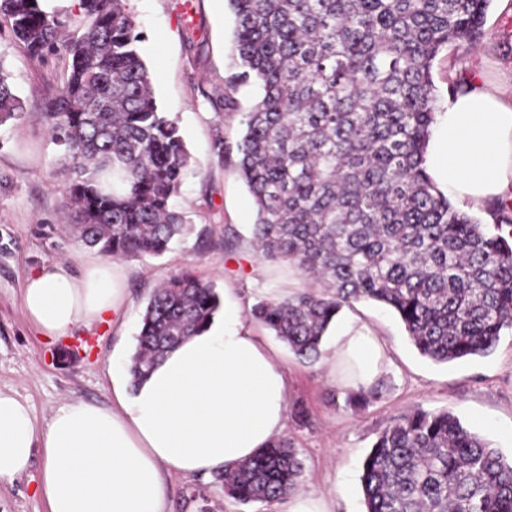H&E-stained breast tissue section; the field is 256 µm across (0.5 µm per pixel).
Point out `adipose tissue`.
Masks as SVG:
<instances>
[{
	"label": "adipose tissue",
	"instance_id": "ef3b65f1",
	"mask_svg": "<svg viewBox=\"0 0 512 512\" xmlns=\"http://www.w3.org/2000/svg\"><path fill=\"white\" fill-rule=\"evenodd\" d=\"M426 155L445 195L482 207L512 196V84L473 76L448 97ZM126 294L118 262L74 270L58 261L27 278L22 308L43 336L59 338L118 312ZM332 381L370 387L389 362L366 325H338L323 351ZM288 373L262 346L237 303L169 350L139 383L112 370V402L70 399L38 421L30 403L0 390V484L41 455L38 493L49 512H169L171 477L224 471L281 436Z\"/></svg>",
	"mask_w": 512,
	"mask_h": 512
}]
</instances>
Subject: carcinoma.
<instances>
[{
	"label": "carcinoma",
	"mask_w": 512,
	"mask_h": 512,
	"mask_svg": "<svg viewBox=\"0 0 512 512\" xmlns=\"http://www.w3.org/2000/svg\"><path fill=\"white\" fill-rule=\"evenodd\" d=\"M235 71L223 107L262 89L236 143L256 208L262 259L315 280L265 297L252 318L314 362L334 318L371 300L391 309L420 355L448 363L493 351L512 330V202L487 212L495 231L453 205L425 168L437 108L431 69L471 46L491 0H229ZM78 34L40 0H0V26L32 58L62 51L63 86L43 119L70 174L62 206L77 238L106 257L161 256L193 231L173 199L191 166L154 96L126 0H78ZM24 112L0 68V126ZM221 308L186 269L144 309L132 380ZM302 462L283 437L215 476L242 504L299 487ZM365 512H512V459L449 410L416 409L377 436L360 478Z\"/></svg>",
	"instance_id": "obj_1"
}]
</instances>
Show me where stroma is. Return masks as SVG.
<instances>
[{"label": "stroma", "instance_id": "obj_1", "mask_svg": "<svg viewBox=\"0 0 512 512\" xmlns=\"http://www.w3.org/2000/svg\"><path fill=\"white\" fill-rule=\"evenodd\" d=\"M129 9L142 32L143 56L154 76L161 112L174 120L194 168L173 201L193 225L192 232L159 257L124 260V305L109 322L76 329L53 341L26 320L21 293L27 277L42 266L99 259L62 231L61 190L67 174L58 162L42 112L59 88L64 55L30 58L9 31L0 32V67L24 102L21 120L0 126V390L26 398L38 418L58 403L80 398L112 401V355H133L141 316L151 291L182 269L233 296L242 311L259 299L284 295L303 281L288 265L259 258L251 245L256 220L252 198L233 160L219 159L217 139L236 144L245 114L259 95L255 86L238 89L235 110L220 98L232 62L234 15L228 0H131ZM479 74L495 82L512 75V2L493 0L474 50L448 48L436 58L432 76L438 101L448 97L449 80ZM236 247L224 249L225 237ZM350 316L368 325L385 344L391 362L379 378L381 389L363 406H352L335 386L323 361H299L259 324L251 329L260 344L277 350L288 371L289 408L284 431L303 463L301 487L329 497L333 512H364L360 477L377 435L392 418L416 408L449 409L474 432L512 458V332L504 331L494 350L449 364L422 357L403 324L386 307L355 303ZM39 470L31 468L0 486V512H48L36 492ZM171 512H283L242 504L214 478H172Z\"/></svg>", "mask_w": 512, "mask_h": 512}]
</instances>
